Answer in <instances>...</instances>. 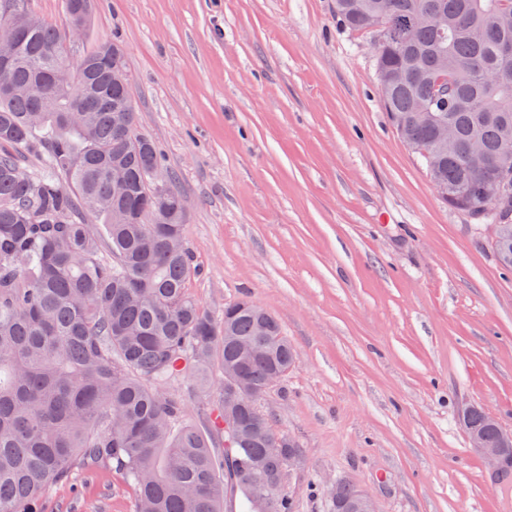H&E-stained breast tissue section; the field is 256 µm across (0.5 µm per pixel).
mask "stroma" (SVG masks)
I'll use <instances>...</instances> for the list:
<instances>
[{
    "mask_svg": "<svg viewBox=\"0 0 512 512\" xmlns=\"http://www.w3.org/2000/svg\"><path fill=\"white\" fill-rule=\"evenodd\" d=\"M116 39L187 209L191 293L214 315L249 298L295 347L259 402L297 445L294 512H332L339 480L377 512H512V473L458 421L478 406L512 430V269L396 134L370 34L336 0H99L78 49ZM135 499L103 466L42 507Z\"/></svg>",
    "mask_w": 512,
    "mask_h": 512,
    "instance_id": "stroma-1",
    "label": "stroma"
}]
</instances>
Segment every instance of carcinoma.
I'll return each mask as SVG.
<instances>
[{"label": "carcinoma", "instance_id": "cac0c4a2", "mask_svg": "<svg viewBox=\"0 0 512 512\" xmlns=\"http://www.w3.org/2000/svg\"><path fill=\"white\" fill-rule=\"evenodd\" d=\"M63 4L66 35L28 0H0V47L11 52L0 68V512H41L47 490L101 465L133 487L136 512H224L233 494L244 512H293L286 495L267 500L266 484L296 446L259 406L238 412V433L219 402L221 445L184 421L183 396L170 390L186 380L222 396V374L240 371L258 401L275 373L288 374L292 344L251 301L216 318L191 295L203 271L183 243V198L138 129L121 43L75 57L93 0ZM338 14L377 39L376 66L393 75L385 112L430 155L425 168L448 184V206L480 221L491 190L498 223L512 225V167L476 176L436 154L438 128L415 120L445 90L462 145L490 159L512 152V58L501 51L512 0H338ZM30 152L43 158L33 174L23 166ZM118 180L125 197L112 193ZM257 337L267 355L249 357L241 343ZM464 426L497 443L482 409L465 412Z\"/></svg>", "mask_w": 512, "mask_h": 512}]
</instances>
